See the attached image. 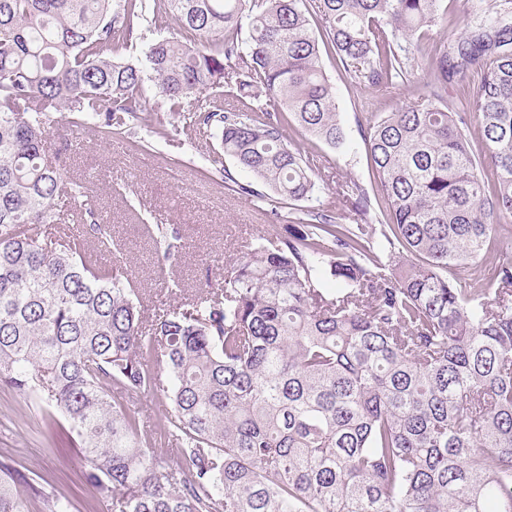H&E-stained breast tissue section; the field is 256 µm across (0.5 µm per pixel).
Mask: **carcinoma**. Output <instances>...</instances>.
<instances>
[{"label":"carcinoma","instance_id":"cac0c4a2","mask_svg":"<svg viewBox=\"0 0 512 512\" xmlns=\"http://www.w3.org/2000/svg\"><path fill=\"white\" fill-rule=\"evenodd\" d=\"M442 2L0 0V382L68 423L112 512H512V258L483 288L448 280L512 218V0H463V31L430 45ZM144 21L161 37L133 63ZM324 52L353 88L427 76L358 119L379 184L345 182L352 224L285 135L346 146ZM148 81L252 173L224 175L239 194L293 206L222 287L149 320L46 150L53 112L123 133ZM138 392L166 404L148 433L116 397ZM30 500L71 510L0 456V512Z\"/></svg>","mask_w":512,"mask_h":512}]
</instances>
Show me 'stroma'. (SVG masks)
<instances>
[{
  "instance_id": "stroma-1",
  "label": "stroma",
  "mask_w": 512,
  "mask_h": 512,
  "mask_svg": "<svg viewBox=\"0 0 512 512\" xmlns=\"http://www.w3.org/2000/svg\"><path fill=\"white\" fill-rule=\"evenodd\" d=\"M425 77L392 88L361 90L336 81L339 118L346 148L337 151L297 125L286 131L289 141L310 159L318 173L321 200L351 223L341 193L345 181L373 187L377 177L364 149L356 118L365 109L388 112L409 105L423 91ZM167 137L152 136L135 123L129 136L112 141L84 140L83 129L66 122L48 138L52 152L70 175L87 185L96 208L110 225L112 261L127 272L138 300L186 304L202 284L219 285V268L239 256L245 242L280 232L289 210H272L269 202L245 197L226 183L250 182L249 172L227 157L217 158L215 138L186 132L180 119L165 116ZM175 244L176 260L160 262L167 244ZM42 410L34 401L0 385V454L12 456L30 472L72 502L73 512H111L109 502L93 497L83 480L85 466L66 426L43 429Z\"/></svg>"
}]
</instances>
